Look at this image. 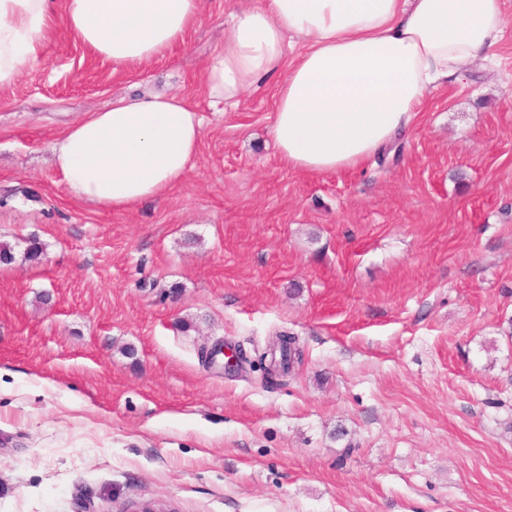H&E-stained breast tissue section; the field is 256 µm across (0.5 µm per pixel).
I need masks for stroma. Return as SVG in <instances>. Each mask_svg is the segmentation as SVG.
<instances>
[{
  "mask_svg": "<svg viewBox=\"0 0 512 512\" xmlns=\"http://www.w3.org/2000/svg\"><path fill=\"white\" fill-rule=\"evenodd\" d=\"M254 2L132 70L56 26L0 90V512H512V0L494 64L334 174L281 160L272 85L205 90ZM154 90L199 112L194 167L129 210L72 196L51 143Z\"/></svg>",
  "mask_w": 512,
  "mask_h": 512,
  "instance_id": "obj_1",
  "label": "stroma"
}]
</instances>
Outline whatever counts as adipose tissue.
Instances as JSON below:
<instances>
[{
	"mask_svg": "<svg viewBox=\"0 0 512 512\" xmlns=\"http://www.w3.org/2000/svg\"><path fill=\"white\" fill-rule=\"evenodd\" d=\"M202 19L203 0H0V89L39 63L54 25L118 70L165 58ZM291 34L301 43L292 56ZM504 34L503 0H257L234 13L204 81L232 107L276 77L281 159L336 173L407 131L430 90L489 63ZM201 134L182 97L155 91L84 114L51 150L70 194L126 210L183 179Z\"/></svg>",
	"mask_w": 512,
	"mask_h": 512,
	"instance_id": "1",
	"label": "adipose tissue"
}]
</instances>
